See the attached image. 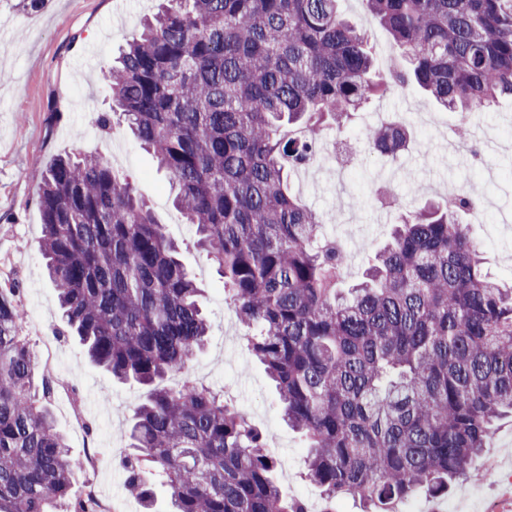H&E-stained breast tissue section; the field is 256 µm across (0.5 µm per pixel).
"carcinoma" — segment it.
Segmentation results:
<instances>
[{"label":"carcinoma","mask_w":512,"mask_h":512,"mask_svg":"<svg viewBox=\"0 0 512 512\" xmlns=\"http://www.w3.org/2000/svg\"><path fill=\"white\" fill-rule=\"evenodd\" d=\"M401 52L372 73L367 36L338 0H159L110 63L112 105L169 174L174 204L218 264L252 358L307 440L306 479L395 512L448 495L512 414V288L484 270L467 218L480 194L425 202L395 225L366 280L341 287L346 252L290 193L327 122L392 89L475 112L512 97V0H364ZM402 124L372 131L385 152ZM41 255L66 325L112 379L149 388L132 414L127 483L147 512L148 474L170 512H307L286 498L263 435L183 374L208 322L178 248L127 175L102 156L41 173ZM18 288L0 283V512H94L71 500L80 469L57 430L48 376L19 336Z\"/></svg>","instance_id":"carcinoma-1"}]
</instances>
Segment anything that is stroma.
<instances>
[{
  "label": "stroma",
  "mask_w": 512,
  "mask_h": 512,
  "mask_svg": "<svg viewBox=\"0 0 512 512\" xmlns=\"http://www.w3.org/2000/svg\"><path fill=\"white\" fill-rule=\"evenodd\" d=\"M157 5L158 0H45L32 10L21 0H0V281L19 285L24 310L20 334L54 367L51 412L57 428L77 458L96 456L80 481L91 482L118 512H144L128 491L122 460L128 451V420L146 389L113 382L88 361L77 340L62 336L56 291L38 246V171L73 151L106 155L131 177L165 224L203 290L209 334L188 377L245 412L280 462L278 481L284 493L319 507L320 491L305 478L306 443L283 421L274 387L250 356L245 329L224 299L216 263L198 248L194 226L172 205L167 174L124 123L114 122L106 135L89 121L90 113L111 104L105 70L113 55L138 34L142 19ZM338 11L367 34L374 70L387 75L398 58L387 30L363 0H338ZM383 112L417 116L409 124L413 136L408 146L395 156L378 151L368 138ZM452 119L420 90H394L361 109L349 129L325 130L321 145L344 138L355 154L345 177H338L332 165L313 177L301 171L291 174L292 193L319 216L324 235L346 240L348 281L362 278L372 250L389 238L407 210L420 206L417 187L435 199L445 184L464 178L494 202L483 222L472 225L471 234L488 272L512 285V101L501 100L474 118V157L449 152ZM389 172L395 175L391 189L398 203L383 209L375 189ZM471 472V477L450 484L446 499L422 494L398 504L397 512H488L495 503L502 512H512V418L498 423L472 461ZM488 472L493 475L489 481L484 478Z\"/></svg>",
  "instance_id": "1"
}]
</instances>
